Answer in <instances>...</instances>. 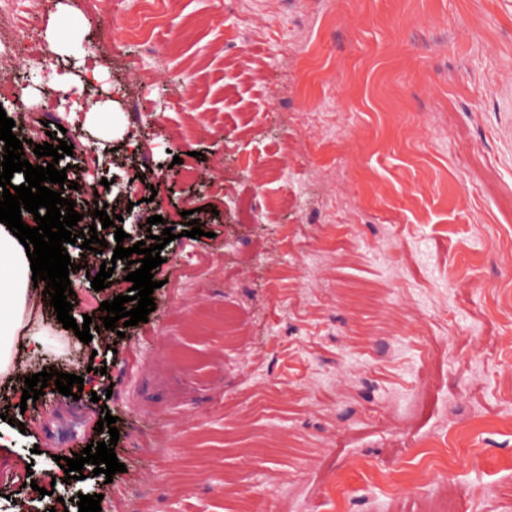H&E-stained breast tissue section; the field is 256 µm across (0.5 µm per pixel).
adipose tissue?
Segmentation results:
<instances>
[{
	"instance_id": "1",
	"label": "adipose tissue",
	"mask_w": 512,
	"mask_h": 512,
	"mask_svg": "<svg viewBox=\"0 0 512 512\" xmlns=\"http://www.w3.org/2000/svg\"><path fill=\"white\" fill-rule=\"evenodd\" d=\"M0 261L6 262L8 269L0 275V376L13 378L18 371L17 338L27 337L37 345L42 342L38 314L43 295L33 285L23 244L1 223Z\"/></svg>"
}]
</instances>
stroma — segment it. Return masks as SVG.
<instances>
[{
	"label": "stroma",
	"instance_id": "stroma-1",
	"mask_svg": "<svg viewBox=\"0 0 512 512\" xmlns=\"http://www.w3.org/2000/svg\"><path fill=\"white\" fill-rule=\"evenodd\" d=\"M0 40L13 134L74 146L62 197L107 179L179 234L124 335L42 308L93 371L0 378V512H512V0H39ZM129 288L82 278L73 318ZM106 410L125 472L66 480Z\"/></svg>",
	"mask_w": 512,
	"mask_h": 512
}]
</instances>
